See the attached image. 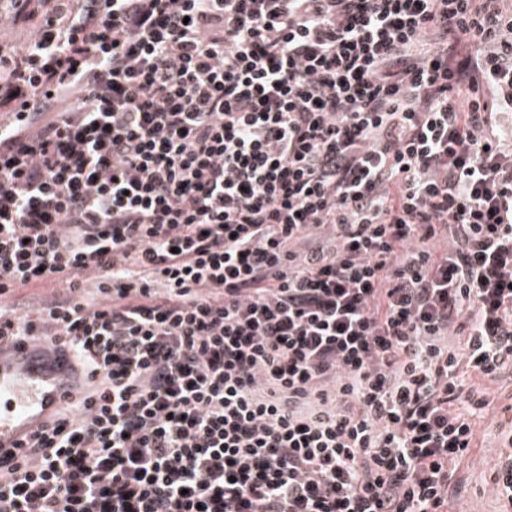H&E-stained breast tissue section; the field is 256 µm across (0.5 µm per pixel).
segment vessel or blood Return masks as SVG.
Returning <instances> with one entry per match:
<instances>
[{
    "label": "vessel or blood",
    "mask_w": 512,
    "mask_h": 512,
    "mask_svg": "<svg viewBox=\"0 0 512 512\" xmlns=\"http://www.w3.org/2000/svg\"><path fill=\"white\" fill-rule=\"evenodd\" d=\"M76 381L48 344L0 345V452L19 450L75 396Z\"/></svg>",
    "instance_id": "1"
}]
</instances>
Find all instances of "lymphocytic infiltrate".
I'll return each instance as SVG.
<instances>
[{
	"label": "lymphocytic infiltrate",
	"instance_id": "1",
	"mask_svg": "<svg viewBox=\"0 0 512 512\" xmlns=\"http://www.w3.org/2000/svg\"><path fill=\"white\" fill-rule=\"evenodd\" d=\"M0 19L39 24L0 40V344L82 382L0 512H448L512 366V10Z\"/></svg>",
	"mask_w": 512,
	"mask_h": 512
}]
</instances>
